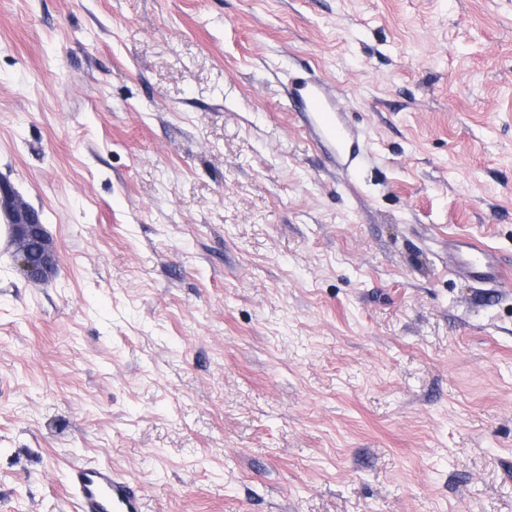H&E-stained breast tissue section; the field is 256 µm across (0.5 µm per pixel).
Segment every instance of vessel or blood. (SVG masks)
I'll return each instance as SVG.
<instances>
[{
    "instance_id": "b4317fda",
    "label": "vessel or blood",
    "mask_w": 512,
    "mask_h": 512,
    "mask_svg": "<svg viewBox=\"0 0 512 512\" xmlns=\"http://www.w3.org/2000/svg\"><path fill=\"white\" fill-rule=\"evenodd\" d=\"M288 96L314 139L327 149L333 167L347 175L355 174L368 153L367 145L331 86L317 77H298L291 83ZM449 268L462 275L478 269L492 280L501 270L499 257L476 244L455 250ZM69 492L76 512H144L140 483L117 474L108 465H75Z\"/></svg>"
}]
</instances>
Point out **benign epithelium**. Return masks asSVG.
I'll return each mask as SVG.
<instances>
[{"label":"benign epithelium","mask_w":512,"mask_h":512,"mask_svg":"<svg viewBox=\"0 0 512 512\" xmlns=\"http://www.w3.org/2000/svg\"><path fill=\"white\" fill-rule=\"evenodd\" d=\"M6 205L12 212L11 241L17 248V261L28 279L40 281L56 270L58 260L54 252L44 249L34 250V246L44 243L47 238L45 225L38 214L27 206L14 204L12 189L9 185L0 186Z\"/></svg>","instance_id":"obj_1"}]
</instances>
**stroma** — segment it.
Wrapping results in <instances>:
<instances>
[{"instance_id":"1","label":"stroma","mask_w":512,"mask_h":512,"mask_svg":"<svg viewBox=\"0 0 512 512\" xmlns=\"http://www.w3.org/2000/svg\"><path fill=\"white\" fill-rule=\"evenodd\" d=\"M1 180L59 265L0 242V512L78 462L145 512H512V0H0ZM288 96L314 139L327 149L333 167L346 176L355 174L368 153L367 145L331 86L321 78L296 77ZM6 205L12 212L14 222L12 224L11 241L17 248V261L28 279L40 281L48 274L56 270L58 260L53 251H46L50 247L51 240L47 238L45 225L40 222L38 214L31 208L14 204L12 189L9 185H2ZM18 206V207H17ZM20 207V208H19ZM43 248L33 253L34 246L42 244ZM465 248V251L456 249L453 252L449 261V268L452 272L466 275L473 273L475 269H480L481 273L491 280H495L499 276L502 266H500V259L495 253L477 244L467 243Z\"/></svg>"}]
</instances>
